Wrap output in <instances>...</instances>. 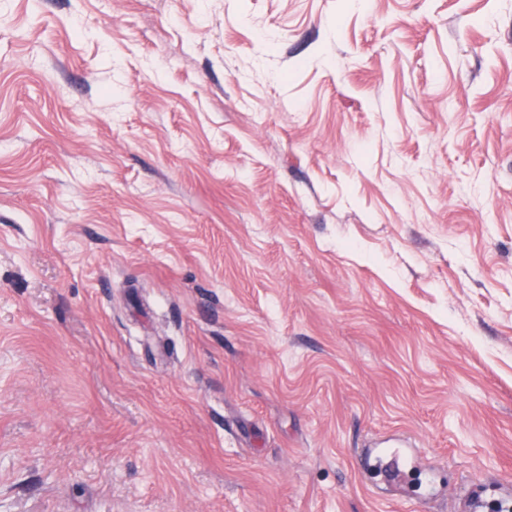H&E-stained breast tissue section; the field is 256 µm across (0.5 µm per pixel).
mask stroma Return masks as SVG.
<instances>
[{"instance_id": "35a3bbf8", "label": "stroma", "mask_w": 512, "mask_h": 512, "mask_svg": "<svg viewBox=\"0 0 512 512\" xmlns=\"http://www.w3.org/2000/svg\"><path fill=\"white\" fill-rule=\"evenodd\" d=\"M405 435L435 500L360 471ZM512 495V0H0V512Z\"/></svg>"}]
</instances>
